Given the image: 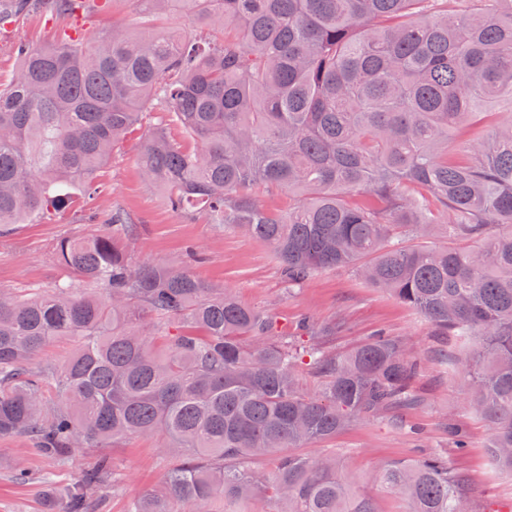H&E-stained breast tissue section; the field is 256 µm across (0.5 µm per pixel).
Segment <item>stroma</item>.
I'll list each match as a JSON object with an SVG mask.
<instances>
[{
	"label": "stroma",
	"instance_id": "1",
	"mask_svg": "<svg viewBox=\"0 0 512 512\" xmlns=\"http://www.w3.org/2000/svg\"><path fill=\"white\" fill-rule=\"evenodd\" d=\"M144 11L141 0H108L107 8L85 10L81 33L87 39L112 30L141 34ZM62 29L54 16L42 10L29 11L0 29V82L16 71L19 44L48 45ZM96 185L94 197L76 190L72 203L34 215L0 237V291L47 288L67 278V271L54 257L57 240L98 232V225L88 221L93 210L120 209L133 223L125 243L132 263L177 266L185 264L187 246L200 247L203 258L187 264L190 274L210 287L232 289L241 302L253 308L273 310L287 321L289 332H297L305 319L316 326L339 319L344 327L332 341L339 352L358 346L378 331L408 339L425 356L441 345L440 337L432 335L419 314L368 286L351 271H322L295 292H287L269 245L207 223L204 216L186 218L169 210L164 193L141 177L136 136H128L98 171ZM417 389L420 402L408 416L423 426L422 441H414L387 422L363 421L337 434L329 444L309 445L307 454H320L328 446L335 448L344 469L360 481L381 464L439 451L447 455L449 467L469 482L466 512H512V476L491 467L484 424L465 409L453 366L436 361L427 364ZM452 427L461 429L468 438L464 452H456L449 443L448 430ZM102 455L111 458L115 476L93 512H126L131 498L160 484L180 460L177 452L161 451L152 439L130 438L103 449L84 448L61 461L36 451L27 437L2 438L0 512H64L63 486L73 476L92 471ZM17 466L30 471L29 483L14 481ZM45 474L53 475L54 484L41 483Z\"/></svg>",
	"mask_w": 512,
	"mask_h": 512
}]
</instances>
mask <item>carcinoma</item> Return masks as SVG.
I'll list each match as a JSON object with an SVG mask.
<instances>
[{"instance_id": "cac0c4a2", "label": "carcinoma", "mask_w": 512, "mask_h": 512, "mask_svg": "<svg viewBox=\"0 0 512 512\" xmlns=\"http://www.w3.org/2000/svg\"><path fill=\"white\" fill-rule=\"evenodd\" d=\"M85 0H12L58 18ZM152 20L189 14L206 36L64 35L17 47L0 83V237L95 193L100 166L138 132L143 179L170 210L202 214L267 243L293 290L350 269L455 338L466 409L485 423L494 467L512 476V0H148ZM158 109V121L148 110ZM198 142L174 138L168 123ZM288 193L284 211L257 191ZM125 213L62 238L69 283L0 295V437L25 435L64 459L80 448L155 437L182 462L128 512H377L336 452L300 449L360 420L415 406L427 358L377 334L338 355L332 321L306 344L229 288L184 268L134 265ZM78 349L59 371L50 342ZM273 455L261 473L250 460ZM112 477L105 459L70 482L66 512ZM375 482L408 512H464L467 479L428 453ZM72 349V342L65 339L56 340L44 348L37 363L42 367L59 369L68 360Z\"/></svg>"}]
</instances>
